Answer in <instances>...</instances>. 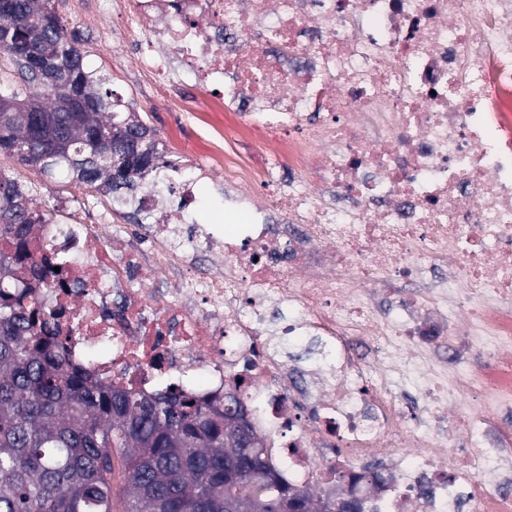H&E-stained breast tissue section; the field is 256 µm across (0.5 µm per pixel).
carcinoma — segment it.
Returning <instances> with one entry per match:
<instances>
[{"label": "carcinoma", "instance_id": "1", "mask_svg": "<svg viewBox=\"0 0 512 512\" xmlns=\"http://www.w3.org/2000/svg\"><path fill=\"white\" fill-rule=\"evenodd\" d=\"M30 39L45 56L82 75L94 101L83 111L61 86L32 74L0 43L11 77L0 79V154L25 168V156L56 153L37 164L65 171L70 184L103 193L123 208L142 183V157L160 192L156 133L137 115H119L107 79L84 67V51L58 16L53 0H12L0 11V34ZM127 169L115 179L112 170ZM52 212L35 208L18 179L0 175V242L23 239ZM22 264L0 253V283ZM67 337L53 316L25 309L0 293V512H332L331 497L285 482L266 448L235 421L180 390L143 396L102 381L66 357Z\"/></svg>", "mask_w": 512, "mask_h": 512}]
</instances>
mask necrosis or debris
I'll return each instance as SVG.
<instances>
[{
  "mask_svg": "<svg viewBox=\"0 0 512 512\" xmlns=\"http://www.w3.org/2000/svg\"><path fill=\"white\" fill-rule=\"evenodd\" d=\"M100 7L143 38L140 72L192 79L211 95L188 111L237 121L203 123L206 150L172 166L174 206L137 195L145 244L64 207L35 227L31 261L67 277L28 302L68 359L145 394L260 391L293 485L372 512H512V0ZM261 130L269 167L237 152ZM219 173L250 214L231 238L196 217ZM310 331L336 364L284 360L275 337Z\"/></svg>",
  "mask_w": 512,
  "mask_h": 512,
  "instance_id": "obj_1",
  "label": "necrosis or debris"
}]
</instances>
